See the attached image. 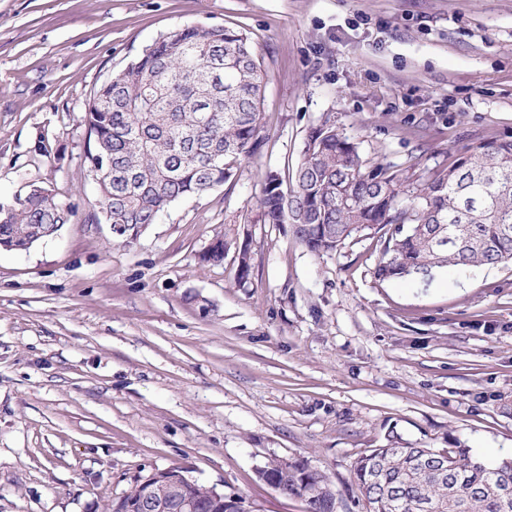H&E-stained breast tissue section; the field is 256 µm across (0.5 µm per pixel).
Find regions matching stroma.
Segmentation results:
<instances>
[{
	"instance_id": "35a3bbf8",
	"label": "stroma",
	"mask_w": 512,
	"mask_h": 512,
	"mask_svg": "<svg viewBox=\"0 0 512 512\" xmlns=\"http://www.w3.org/2000/svg\"><path fill=\"white\" fill-rule=\"evenodd\" d=\"M190 23L249 36L265 145L125 246L89 219L83 110ZM325 112L403 188L511 138L512 0H0V200L39 181L76 212L0 250V512H105L171 467L306 512L258 475L297 456L336 512H362L351 464L390 437L512 458V263L382 280L376 236L318 256L263 223L265 172L296 165ZM218 238L223 261H202ZM147 476L148 474L136 477L129 490H127L122 496L112 500L111 504L108 505L109 507L107 512H131L133 509L130 508V506L138 502L142 496L145 488L141 483Z\"/></svg>"
}]
</instances>
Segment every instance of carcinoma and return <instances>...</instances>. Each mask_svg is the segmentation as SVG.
Instances as JSON below:
<instances>
[{"label":"carcinoma","instance_id":"obj_1","mask_svg":"<svg viewBox=\"0 0 512 512\" xmlns=\"http://www.w3.org/2000/svg\"><path fill=\"white\" fill-rule=\"evenodd\" d=\"M264 78L247 34L229 26L187 24L90 95L83 111L85 162L96 176L91 220L118 227L129 246L172 204L234 182L239 164L261 154ZM290 189H284V183ZM398 205L396 176L370 168L357 143L326 112L305 136L302 159L282 177L266 173L258 204L266 224H286L321 255L368 231L384 240L376 275L385 279L512 262V139L468 147L451 165L408 186ZM75 216L42 185L0 201V248L30 250ZM363 512H512V460L489 466L465 448H400L390 440L351 465ZM272 487L306 502V512H336L331 477L304 457L274 459L259 470ZM201 512H254L242 494L185 479ZM140 475L107 512H131Z\"/></svg>","mask_w":512,"mask_h":512}]
</instances>
